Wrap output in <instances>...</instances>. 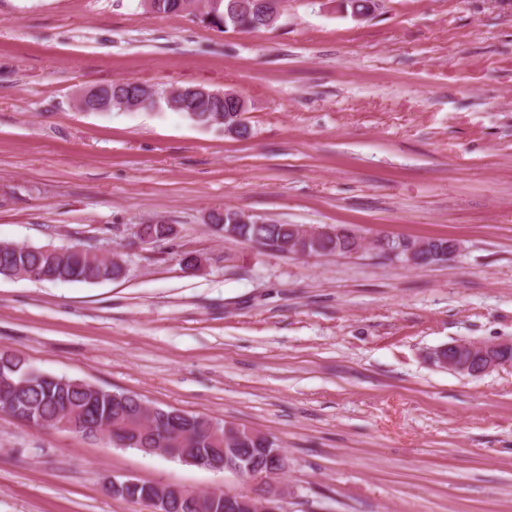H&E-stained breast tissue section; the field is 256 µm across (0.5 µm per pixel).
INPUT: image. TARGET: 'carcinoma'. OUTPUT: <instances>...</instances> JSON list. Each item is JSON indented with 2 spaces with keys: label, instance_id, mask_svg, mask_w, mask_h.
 <instances>
[{
  "label": "carcinoma",
  "instance_id": "obj_1",
  "mask_svg": "<svg viewBox=\"0 0 512 512\" xmlns=\"http://www.w3.org/2000/svg\"><path fill=\"white\" fill-rule=\"evenodd\" d=\"M154 12L160 15H177L190 12L195 6L198 13L208 20V24L221 28H238L244 31L259 32L265 29L256 0H152ZM106 96L100 104L110 112L116 108L117 100L128 98L137 91L131 80L113 81L100 85ZM164 107L178 112L198 126L227 129L231 122L218 123L217 113L229 115L235 106L219 102L200 92H190L183 99H171L166 90L159 89L146 108ZM265 238L262 246L270 252L282 251V243L290 236V225L271 223L259 230ZM101 263L91 248L84 251L60 249L48 251L42 246L0 242V278L20 270L36 273L37 281L51 283H96L99 280ZM0 374L15 382L24 381L25 387L13 398L0 399V406L13 415L27 417L35 424H52L64 411L76 415L84 423L114 427V434L121 436L127 432L130 438L137 439L140 447L166 448L168 456L183 461V449L208 453L220 445L227 448H252L254 454H261L260 447L277 448L273 438H266V444L255 443L241 430L238 435L226 442L213 437L214 424L225 425L217 418L193 413L172 415L168 409L156 408L154 428L143 433L139 418L142 400L135 394L112 392L65 377H43L24 359L9 353L0 354Z\"/></svg>",
  "mask_w": 512,
  "mask_h": 512
}]
</instances>
